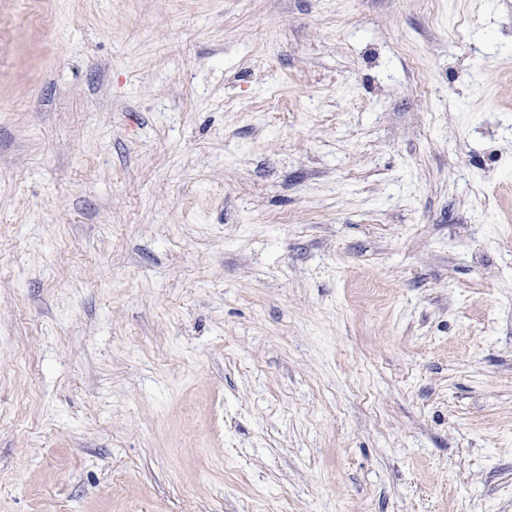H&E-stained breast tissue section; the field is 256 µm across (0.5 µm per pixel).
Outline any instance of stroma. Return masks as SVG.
<instances>
[{
    "mask_svg": "<svg viewBox=\"0 0 512 512\" xmlns=\"http://www.w3.org/2000/svg\"><path fill=\"white\" fill-rule=\"evenodd\" d=\"M0 512H512V0H0Z\"/></svg>",
    "mask_w": 512,
    "mask_h": 512,
    "instance_id": "35a3bbf8",
    "label": "stroma"
}]
</instances>
